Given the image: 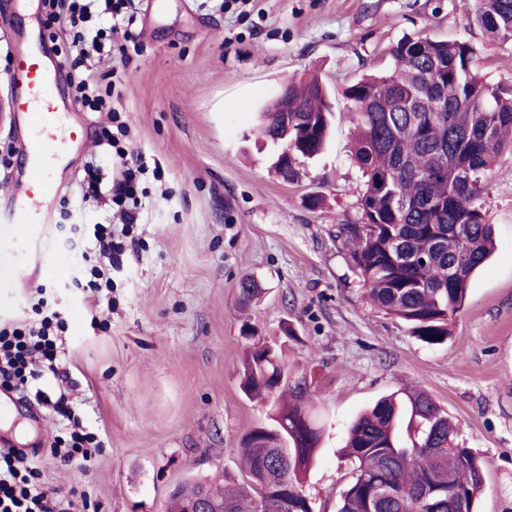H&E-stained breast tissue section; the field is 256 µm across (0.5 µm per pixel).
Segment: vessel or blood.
Returning <instances> with one entry per match:
<instances>
[{
  "label": "vessel or blood",
  "instance_id": "1",
  "mask_svg": "<svg viewBox=\"0 0 512 512\" xmlns=\"http://www.w3.org/2000/svg\"><path fill=\"white\" fill-rule=\"evenodd\" d=\"M57 74L40 52L27 50L17 55L11 78L13 108L29 115L33 136L20 155L28 179L15 190L7 221L26 225L34 241L49 229L48 204L59 191L53 174L57 162L67 148L84 142L81 131L66 121V98L56 91Z\"/></svg>",
  "mask_w": 512,
  "mask_h": 512
}]
</instances>
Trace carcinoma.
I'll return each instance as SVG.
<instances>
[{"mask_svg": "<svg viewBox=\"0 0 512 512\" xmlns=\"http://www.w3.org/2000/svg\"><path fill=\"white\" fill-rule=\"evenodd\" d=\"M492 39L512 42V0H479L467 14ZM391 66L352 84L356 133L351 156L364 187L360 222L336 236L365 297L430 345L445 343L475 271L494 249L482 200L498 156L512 151V83L473 74L477 49L459 41L404 37L389 49ZM331 108L316 75L288 78L264 107L259 132L292 146L280 169L298 178V158L319 153ZM311 373L291 374L282 346L254 343L245 352L241 390L269 405L268 422L242 439L249 480L199 481L174 490L173 509L209 486L224 512H313L302 483L315 463L322 430L310 405ZM459 427L425 391L377 400L349 426L352 480L338 512H477L484 487L478 457L458 440Z\"/></svg>", "mask_w": 512, "mask_h": 512, "instance_id": "cac0c4a2", "label": "carcinoma"}]
</instances>
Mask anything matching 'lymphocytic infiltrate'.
Returning a JSON list of instances; mask_svg holds the SVG:
<instances>
[{
  "instance_id": "lymphocytic-infiltrate-1",
  "label": "lymphocytic infiltrate",
  "mask_w": 512,
  "mask_h": 512,
  "mask_svg": "<svg viewBox=\"0 0 512 512\" xmlns=\"http://www.w3.org/2000/svg\"><path fill=\"white\" fill-rule=\"evenodd\" d=\"M48 3L50 26L75 28L72 48L77 60L94 57L104 62L111 60L113 54H126L125 45L115 51L109 50L107 37L120 32L126 40L132 39L130 27L137 12L135 0H48ZM100 4L109 15L106 26L97 28L91 35L78 32V24L89 21ZM103 143L110 148L119 174L113 201L127 223H134L139 207L137 180L147 170L144 156L139 151H128L114 136L104 137ZM84 243L79 273L87 277L88 288L97 295L99 311L93 315V322L105 323L112 312V267L126 245L108 224L90 225ZM32 311V317L0 323V387L33 395L38 403L53 405L59 411L63 408L62 403L52 402L38 382L47 376L59 378L66 374L63 337L67 321L61 310L42 298L33 304ZM103 446L98 433L87 430L75 420L66 436L55 438L50 453L87 462ZM0 512L70 510L41 482L38 457L10 448L0 449Z\"/></svg>"
}]
</instances>
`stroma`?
Instances as JSON below:
<instances>
[{
    "label": "stroma",
    "instance_id": "1",
    "mask_svg": "<svg viewBox=\"0 0 512 512\" xmlns=\"http://www.w3.org/2000/svg\"><path fill=\"white\" fill-rule=\"evenodd\" d=\"M475 7L476 0H248L240 14L225 11L224 0H140L132 32L142 50L114 60L119 93L107 104L158 171L141 178L147 193L132 229L136 245L112 272L110 323L93 328L92 302L72 285L85 225L119 222L109 195L86 198L79 188L108 112H72L87 146L70 151L57 178L73 216L64 221L52 209L37 281L0 288V321L29 314L40 285L68 319V377L45 387L65 390L104 448L85 466L52 456L68 420L13 390L0 444L38 445L43 481L73 512H168L178 486L241 477V441L267 420L264 406L240 390L254 339L283 344L293 371L315 378L323 440L303 483L314 512H337L351 479L341 454L349 422L379 398L415 387L448 410L478 454L479 512H512V153L498 157L483 203L494 253L472 277L444 344L422 343L368 303L336 236L338 225L359 220L364 184L350 157L355 123L345 90L387 65L391 43L466 42L478 50L483 80L512 81V45L468 24L465 12ZM46 20V0H0V102L11 101L6 74L17 52L40 41L58 59L71 43L69 31L50 37ZM308 70L329 89L332 134L288 183L271 168L278 148L260 139L257 114L287 77ZM24 141L21 115L0 120V216ZM246 275L264 290L247 307L239 291ZM35 411L44 417L39 431L29 420Z\"/></svg>",
    "mask_w": 512,
    "mask_h": 512
}]
</instances>
